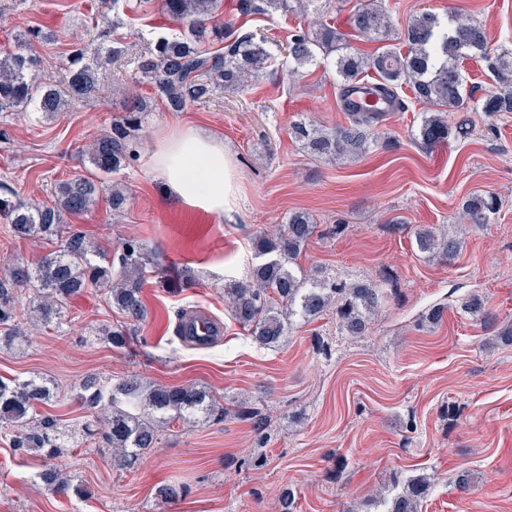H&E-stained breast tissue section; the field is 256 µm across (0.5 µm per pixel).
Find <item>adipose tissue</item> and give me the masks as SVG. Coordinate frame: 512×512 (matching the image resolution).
Wrapping results in <instances>:
<instances>
[{"label": "adipose tissue", "instance_id": "1", "mask_svg": "<svg viewBox=\"0 0 512 512\" xmlns=\"http://www.w3.org/2000/svg\"><path fill=\"white\" fill-rule=\"evenodd\" d=\"M146 165L179 205L204 212L219 224L234 212L235 162L219 136L188 124L173 125L156 137Z\"/></svg>", "mask_w": 512, "mask_h": 512}]
</instances>
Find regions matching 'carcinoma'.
Here are the masks:
<instances>
[{
  "label": "carcinoma",
  "instance_id": "cac0c4a2",
  "mask_svg": "<svg viewBox=\"0 0 512 512\" xmlns=\"http://www.w3.org/2000/svg\"><path fill=\"white\" fill-rule=\"evenodd\" d=\"M322 0H238L236 11L251 14H295L307 16ZM162 13L176 22L179 30L157 35L150 49L136 60L137 81L147 84L152 94L143 96L112 88L124 96L126 105L112 118L111 131L92 140L86 148L95 178L60 180L51 188L52 201L26 202L15 195L0 197V217L14 236L28 240L61 239L60 248L32 263L8 267L0 275V342L12 345L26 337L16 324L18 293L29 292V304L41 325L61 323L67 303L89 288L104 291L124 321L102 330L115 349H125L135 328L148 318L143 294L147 269L160 271L158 255L143 245L126 241L110 254L93 246L82 232L66 230L67 219L83 215L106 196L112 212L120 213L128 195L106 177L129 164L136 156L138 131L159 100L172 112L208 102L217 90L239 93L266 72L274 59L265 36L243 33L224 20V0H160ZM130 0H112V21L99 30L98 38L74 43L63 63V78L40 81L35 76L39 61L26 45L39 38L31 30L18 39V50L0 57V112L33 108L51 117L71 102L90 101L101 93L99 71L105 64L127 54L126 44L116 36L123 25L121 13ZM391 7L377 2L359 3L349 17L350 28L362 37L385 42L382 51L363 56L352 50L346 35L322 21L316 29L299 28L283 48V65L288 73L299 74L323 60L338 76L337 89L347 112L346 124L327 127L314 117L291 125L292 138L311 154L327 159H355L368 153L376 142L375 129L384 119L383 110L366 109L347 98V87L364 80L372 71L376 82L364 85L366 93L391 106L400 107L398 87L408 86L415 99L435 107L423 113L416 139L426 149L448 141L449 136L465 138L471 133L468 112L488 117L512 112V49L488 50L485 28L471 19L456 17L446 24L431 12L413 16L403 33H393L388 20ZM223 28L224 49L209 51L201 38L209 30ZM478 54L487 63L497 87L475 104L465 96L461 63ZM499 211V200L491 192L475 193L462 205L469 223L487 224ZM317 225L303 212L288 215L286 224L255 238L258 262L244 280L224 286V303L246 335L261 346L276 347L295 324L305 325L324 315L336 322L342 336L361 338L368 333L369 315L384 307L396 290L386 288L387 279L316 278L298 263L316 232ZM417 249L433 258L451 261L461 250L459 240L429 228L416 232ZM464 312L484 329L492 331L493 343L512 346V323L497 325L496 314L479 294L463 303ZM445 320V307L434 304L415 317V328L425 331ZM53 391L46 382L31 379H0V430L9 444L22 454L44 460L38 473L44 489L54 495L84 493L72 477L54 463L67 447L68 431L37 409L49 404ZM78 399L93 418L104 426L103 443L109 448V462L119 470L138 468L143 458L159 444L161 432L182 421L200 423L223 419L229 413L212 392L189 384L167 386L147 384L130 377L116 383L90 376L80 383ZM235 415L253 421L255 431L265 435V415L254 404L237 405ZM396 492L369 505L381 512H419L432 489L426 474L397 476ZM182 483L170 482L156 489L163 502L181 498Z\"/></svg>",
  "mask_w": 512,
  "mask_h": 512
}]
</instances>
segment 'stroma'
Returning <instances> with one entry per match:
<instances>
[{"instance_id": "stroma-1", "label": "stroma", "mask_w": 512, "mask_h": 512, "mask_svg": "<svg viewBox=\"0 0 512 512\" xmlns=\"http://www.w3.org/2000/svg\"><path fill=\"white\" fill-rule=\"evenodd\" d=\"M224 15L242 31L287 42L310 18L291 14ZM391 16L401 29L422 11H448L482 23L491 46L512 45V0H398ZM101 0H0V53L20 34L41 28L31 51L40 75H59L71 43L89 40ZM122 33L137 56L172 21L156 0L133 6ZM99 99L70 105L44 118L0 112V196L51 199L54 181L86 174L79 152L108 132L121 110L111 87L126 83V66L103 69ZM329 64L289 76L272 62L266 77L237 93L217 92L182 112L157 107L139 133L140 157L116 174L129 193L123 213L99 203L69 225L107 251L137 241L162 256L170 271L149 275L144 297L149 316L125 350L93 337L121 316L102 291L91 289L67 306L62 329L42 327L22 349L0 346V377H40L60 394L44 414L80 427L87 416L74 400L89 375L119 380L130 375L166 385L195 383L222 396L226 407L262 400L271 438L267 463L246 467L256 454L249 422L230 416L203 424L177 423L132 472L113 468L103 449L85 442L65 449L58 464L84 485L82 497L57 498L41 486V458L20 455L0 439V512H277L287 485L298 488L301 512H361L371 498L389 494L394 474L421 473L434 486L422 512H512V348L491 349L489 333L463 314L460 300L483 292L500 321H512V114L480 120L472 135L432 149L414 140L426 107L401 88L404 109L378 125V144L365 157L334 162L308 155L288 134L290 122L316 115L322 124L347 121ZM174 122L213 130L232 153L238 205L221 224L178 222L179 206L147 171L143 156ZM494 192L502 207L476 229L458 215L462 199ZM308 212L317 232L301 255L309 271L353 279L389 275L398 296L381 308L364 339L337 335L331 319L293 329L279 347L251 341L224 305V283L245 278L253 241L283 224L288 213ZM345 225L340 235L331 227ZM436 227L464 241L461 255L443 262L420 253L414 231ZM447 300L441 326L417 331L412 319L425 306ZM202 314L219 327L206 346L175 335L178 312ZM455 415H448V404ZM344 467L337 479L335 461ZM466 469L469 493L453 479ZM180 482L184 497L162 503L159 484Z\"/></svg>"}]
</instances>
